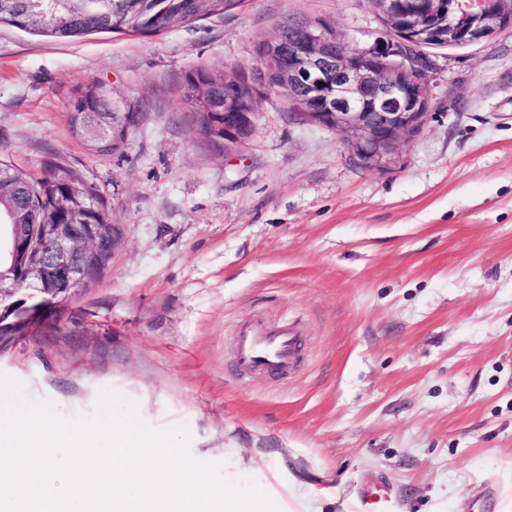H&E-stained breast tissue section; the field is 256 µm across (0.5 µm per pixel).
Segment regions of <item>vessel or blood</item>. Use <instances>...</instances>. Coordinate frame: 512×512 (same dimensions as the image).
I'll return each mask as SVG.
<instances>
[{
	"instance_id": "vessel-or-blood-1",
	"label": "vessel or blood",
	"mask_w": 512,
	"mask_h": 512,
	"mask_svg": "<svg viewBox=\"0 0 512 512\" xmlns=\"http://www.w3.org/2000/svg\"><path fill=\"white\" fill-rule=\"evenodd\" d=\"M298 344L297 330L291 325L243 333L238 338L239 365L251 372L272 373L290 368L296 362Z\"/></svg>"
}]
</instances>
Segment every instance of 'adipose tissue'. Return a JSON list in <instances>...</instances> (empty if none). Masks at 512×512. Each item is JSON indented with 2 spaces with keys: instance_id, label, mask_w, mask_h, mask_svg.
Listing matches in <instances>:
<instances>
[{
  "instance_id": "ef3b65f1",
  "label": "adipose tissue",
  "mask_w": 512,
  "mask_h": 512,
  "mask_svg": "<svg viewBox=\"0 0 512 512\" xmlns=\"http://www.w3.org/2000/svg\"><path fill=\"white\" fill-rule=\"evenodd\" d=\"M0 512H353L327 490L306 485L296 461L270 467L263 453H224L225 491L201 494L181 472L139 456L126 425H105L96 438L51 432L34 416L0 437ZM257 488L245 498L228 493L240 475Z\"/></svg>"
}]
</instances>
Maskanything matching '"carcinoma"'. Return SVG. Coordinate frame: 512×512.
<instances>
[{"label":"carcinoma","mask_w":512,"mask_h":512,"mask_svg":"<svg viewBox=\"0 0 512 512\" xmlns=\"http://www.w3.org/2000/svg\"><path fill=\"white\" fill-rule=\"evenodd\" d=\"M32 0H0V26L33 35L68 39L92 33L159 35L174 28L231 12L230 0H44L55 13L32 15ZM224 75L204 68L191 71L184 83V99L197 112L202 136L224 149V114L215 100ZM69 126L96 154L110 156L124 149L127 132L114 114L110 91L101 84L79 90L71 102ZM0 188L5 195L28 207L14 220L18 224H102L112 232L108 206L82 176L56 162L46 165L41 178L0 164Z\"/></svg>","instance_id":"carcinoma-1"}]
</instances>
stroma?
Here are the masks:
<instances>
[{"mask_svg": "<svg viewBox=\"0 0 512 512\" xmlns=\"http://www.w3.org/2000/svg\"><path fill=\"white\" fill-rule=\"evenodd\" d=\"M289 18L359 49L389 38L368 0H246L158 36L0 28V163L76 169L120 229L95 284L0 346V413L133 426L206 490L225 449L286 450L349 502L375 485L394 512H512V32L429 50V113L387 170L276 93L246 145L216 151L185 75L251 70ZM90 83L138 115L122 152L69 130ZM283 323L297 366L241 373L238 333Z\"/></svg>", "mask_w": 512, "mask_h": 512, "instance_id": "stroma-1", "label": "stroma"}]
</instances>
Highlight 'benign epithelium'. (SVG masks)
I'll return each mask as SVG.
<instances>
[{"instance_id":"benign-epithelium-1","label":"benign epithelium","mask_w":512,"mask_h":512,"mask_svg":"<svg viewBox=\"0 0 512 512\" xmlns=\"http://www.w3.org/2000/svg\"><path fill=\"white\" fill-rule=\"evenodd\" d=\"M394 40L359 50L320 22L281 26L259 55L274 53L278 69L255 66L239 81H224V150L245 144L256 129L257 111L238 106L242 89L253 95L276 85L300 108L299 120L334 129L366 166L386 168L400 142L423 125L432 99L431 62L422 44L448 26V46L487 43L512 32V6L488 0H369ZM28 237H15L10 250L31 293L28 303H4L14 289L0 280V341L18 325L42 320L63 300L97 280L103 260L114 255L112 234L89 224H36Z\"/></svg>"}]
</instances>
